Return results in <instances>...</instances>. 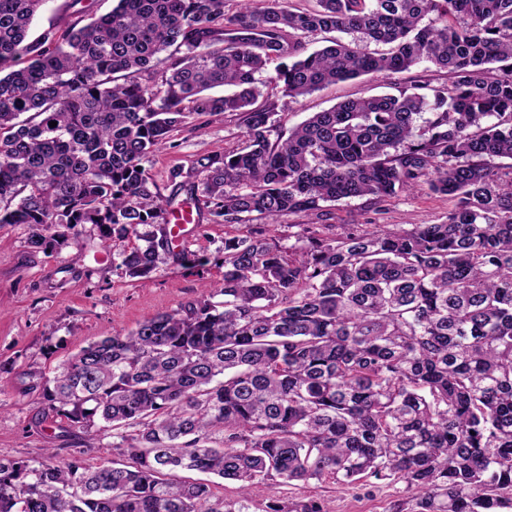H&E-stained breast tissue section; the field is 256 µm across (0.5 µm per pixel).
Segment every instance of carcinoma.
I'll use <instances>...</instances> for the list:
<instances>
[{"mask_svg": "<svg viewBox=\"0 0 512 512\" xmlns=\"http://www.w3.org/2000/svg\"><path fill=\"white\" fill-rule=\"evenodd\" d=\"M46 2L0 0V224L27 225L35 250L95 224L132 279L172 253L207 264L174 252L146 163L189 120L226 112L245 146L170 173L218 223L319 219L359 197L382 212L423 185L456 206L408 228L299 224L287 249L262 230L224 239L217 287L42 383L67 436L110 428L124 460L0 457V512H249L258 483L323 478L401 483L391 512H512V164L497 163L512 159V0H239L233 14L117 0L30 41ZM424 62L447 83L348 100L286 134L258 103L272 63L267 83L296 100ZM220 86L238 92L209 94ZM185 470L240 495L216 500ZM180 476L187 480L212 481V491L216 498L235 499L239 495L238 484L230 480H222L217 477H212L197 472L181 473Z\"/></svg>", "mask_w": 512, "mask_h": 512, "instance_id": "cac0c4a2", "label": "carcinoma"}]
</instances>
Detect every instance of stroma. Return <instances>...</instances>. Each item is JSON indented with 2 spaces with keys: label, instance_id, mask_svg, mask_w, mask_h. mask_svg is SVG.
I'll use <instances>...</instances> for the list:
<instances>
[{
  "label": "stroma",
  "instance_id": "1",
  "mask_svg": "<svg viewBox=\"0 0 512 512\" xmlns=\"http://www.w3.org/2000/svg\"><path fill=\"white\" fill-rule=\"evenodd\" d=\"M114 0H48L37 16L33 31L85 21L107 12ZM447 75L422 63L402 72H381L339 81L289 100L273 94L283 127H292L311 113L362 96L395 93L417 84L443 83ZM243 123L238 113L209 118L177 129L167 147L151 157L148 167L163 197L174 187L172 169L190 170L204 156L242 146ZM454 206L448 197L423 188L394 200L387 210L375 213L370 202L356 198L337 202L327 217L331 224H439ZM195 232L183 246L208 257L205 266L185 268L168 259L148 279H132L119 268L118 258L105 248L97 226L77 225L68 243L50 252H36L27 243L24 224H0V455L41 460L47 449H57V462L83 451L86 464L99 466L118 459L111 431L83 438H64L67 422L43 415L37 405L45 377L80 345L104 336L124 334L156 314L197 299L204 287L220 282L224 269V239L245 236L244 224H219L209 214L194 217ZM311 496L323 501L327 512H389L403 496L399 484L369 481L340 485L331 479L293 485L269 481L253 492L252 512H263L270 498Z\"/></svg>",
  "mask_w": 512,
  "mask_h": 512
}]
</instances>
